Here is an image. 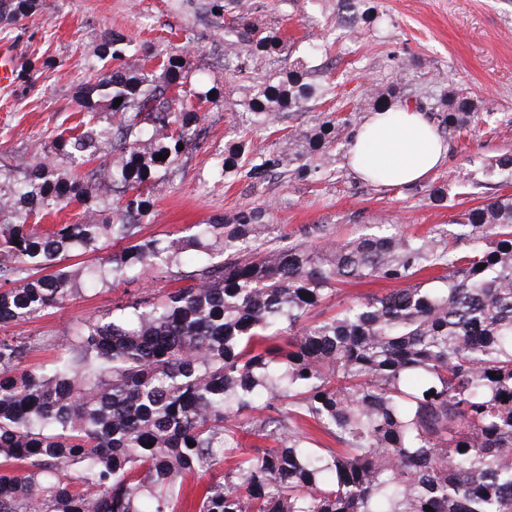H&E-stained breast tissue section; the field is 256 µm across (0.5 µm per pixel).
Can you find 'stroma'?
<instances>
[{"mask_svg": "<svg viewBox=\"0 0 512 512\" xmlns=\"http://www.w3.org/2000/svg\"><path fill=\"white\" fill-rule=\"evenodd\" d=\"M250 22L275 29L284 41L282 59L257 63L260 76L280 77L290 62L316 65V81L331 84L335 96L318 104L330 114L359 102L369 84L387 78L391 57L410 59L397 75L408 91H427L444 77L470 91L479 111L495 113L492 133L446 138L445 163L427 181L407 187H379L359 180L336 157L334 177L262 182L223 177L225 149L240 140L252 153L270 149L269 130L251 127L235 115L247 80L224 74V29L231 15L214 12L210 0H34L25 15L0 13V50L11 51L16 76L0 85V189L9 190L37 162L54 175L70 177L66 158L51 154L53 138L80 120L85 89L93 83L103 43L119 34L134 48V62L176 56L187 76L184 89L202 117V132L180 159L150 183L144 236L160 240L189 235L195 224L229 220L244 207L267 206L268 223L292 242L345 241L396 224L406 234L445 238L458 215L502 194L497 178H482L466 198L433 205L430 184L456 182L471 158L512 153V0H375L379 19L355 39L336 26V0H251ZM175 277L130 279L115 285L82 283L72 300L37 318L0 326V336H40L44 344L25 361L34 370L59 352L54 337L85 321L108 319L115 305L150 299L179 287Z\"/></svg>", "mask_w": 512, "mask_h": 512, "instance_id": "35a3bbf8", "label": "stroma"}]
</instances>
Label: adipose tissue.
Instances as JSON below:
<instances>
[{"label": "adipose tissue", "mask_w": 512, "mask_h": 512, "mask_svg": "<svg viewBox=\"0 0 512 512\" xmlns=\"http://www.w3.org/2000/svg\"><path fill=\"white\" fill-rule=\"evenodd\" d=\"M446 156L423 112L396 107L370 113L357 127L348 163L360 180L391 187L424 181Z\"/></svg>", "instance_id": "1"}]
</instances>
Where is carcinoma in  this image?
Returning <instances> with one entry per match:
<instances>
[{"label":"carcinoma","instance_id":"cac0c4a2","mask_svg":"<svg viewBox=\"0 0 512 512\" xmlns=\"http://www.w3.org/2000/svg\"><path fill=\"white\" fill-rule=\"evenodd\" d=\"M228 2L239 10L224 45L239 52L232 74L242 78L257 57L280 56L283 41L248 22L243 0ZM336 14L350 37L378 21L373 0H336ZM129 53L119 35L105 44L79 130L55 143L79 165L110 136L112 162L68 186L40 163L0 194V223L10 226L0 242L9 259L0 262V324L61 307L89 276L114 284L171 273L191 249L204 258L186 287L53 339L63 355L48 369L23 366L38 337L0 336V512H175L184 477L220 464L201 512H512V194L467 210L450 240L390 233L285 244L260 207L230 224H198L186 239L141 238L145 189L182 155L178 145L193 142L201 115L184 99L180 59L158 64L159 85L154 70L125 68ZM390 61L387 81L365 89L376 111L408 104L396 73L410 61ZM435 87L429 111L448 135L469 129L476 109L466 91L444 79ZM107 89L110 102L122 99L111 128L91 103ZM248 89L241 106L266 127L331 91L310 81L303 61ZM309 120L265 153L229 146L223 174L330 176L333 145L351 146L336 128L354 126L356 111L339 124L321 112ZM478 170L512 184V154ZM111 184L121 204L112 223L98 224ZM476 184L468 172L430 186L429 199L444 207ZM71 197L84 205L82 222L28 223ZM107 235L126 246L99 267H59ZM370 280L401 287L319 312L342 285ZM246 425L274 445L241 447ZM318 432L336 447H320Z\"/></svg>","mask_w":512,"mask_h":512}]
</instances>
